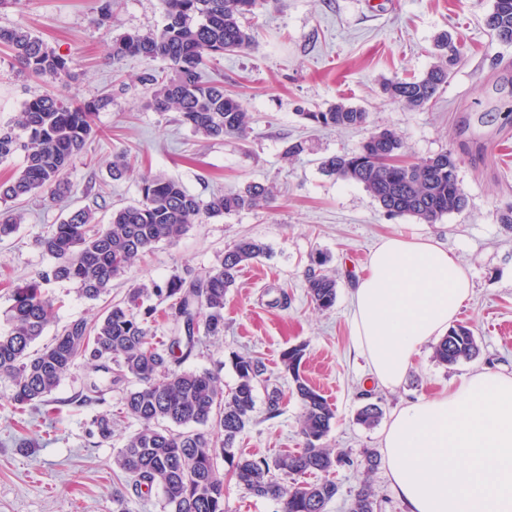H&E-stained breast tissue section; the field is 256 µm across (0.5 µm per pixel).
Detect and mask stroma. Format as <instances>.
I'll list each match as a JSON object with an SVG mask.
<instances>
[{
	"instance_id": "35a3bbf8",
	"label": "stroma",
	"mask_w": 512,
	"mask_h": 512,
	"mask_svg": "<svg viewBox=\"0 0 512 512\" xmlns=\"http://www.w3.org/2000/svg\"><path fill=\"white\" fill-rule=\"evenodd\" d=\"M491 7L492 0H280L259 10L244 21L255 48L224 56L203 74L223 82L248 112L247 138L213 141L179 124L176 113L145 108L140 78L149 61L112 57L113 36L161 27L160 0H114L111 18L101 25L98 0H13L0 9V27L30 30L69 60V75L54 91L111 101L96 117L100 137L68 173V201L55 205L39 195L16 201L24 221L14 238L0 242V313L11 304L3 280L32 276L50 263L34 244L37 236L70 210L89 205L100 223H108L113 208L139 200L142 172L176 178L204 200L251 182L272 185V206L211 218L191 225L175 242L157 244L113 281L111 297L186 268L204 272L239 238L267 244V255L245 266L227 294L223 335L205 339L187 368L218 373L229 388L236 382L233 354L262 359L270 381L257 388L253 423L236 451L272 459L304 446L301 406L282 354L305 345L303 372L336 414L326 442L348 458L336 469L339 493L326 512H347L363 480L375 492V512H405L382 456V429L357 424V410L370 401L388 418L403 402L446 390L472 373H512V231L500 222L501 211L512 206V43L484 27ZM443 31L455 37L461 62L436 100L410 110L382 96L384 80L419 76L435 63L433 43ZM45 89L0 48V124L17 119L23 103ZM336 102L367 109L369 126L322 129L301 117ZM384 128L399 134L408 160L446 150L459 156L458 176L468 197L462 212L435 224L390 216L362 185L321 171L322 158L352 151L369 132ZM296 142L303 152L286 157ZM121 150L137 166L115 181L109 166ZM90 184L96 197L86 194ZM398 232L434 237L467 270L473 295L459 321L473 329L479 354L446 366L425 345L402 384L390 390L366 381V361L352 342L350 293L377 240ZM318 251L329 255L328 269L338 282L336 304L328 311L315 309L306 296L305 270ZM45 290L56 300L41 338L45 344L70 321L94 320L106 305L87 300L72 283L52 282ZM270 386L282 392L274 416L266 405ZM11 393L10 380L0 377V512H113L112 493L124 477L113 470L112 456L139 427L121 414L120 391L107 396L115 435L100 446L88 435L99 405L66 402L59 418L33 415L22 431L12 421ZM373 454L377 465L366 469L365 458Z\"/></svg>"
}]
</instances>
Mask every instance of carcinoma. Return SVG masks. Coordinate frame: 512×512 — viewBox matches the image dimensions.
I'll list each match as a JSON object with an SVG mask.
<instances>
[{
  "mask_svg": "<svg viewBox=\"0 0 512 512\" xmlns=\"http://www.w3.org/2000/svg\"><path fill=\"white\" fill-rule=\"evenodd\" d=\"M268 2L161 0L162 27L149 35H120L112 41V59L140 56L162 63L142 78L147 108L178 113L179 123L204 139H244L248 125L243 102L224 85L203 81L202 71L208 61L253 45L242 20ZM484 24L500 41L512 43V0H493ZM0 45L13 52L24 71L46 84L58 82L69 71L68 59L29 30L0 28ZM436 49L438 61L422 76L390 79L382 84L383 94L412 109L433 102L461 61L456 41L446 33L437 38ZM103 106L101 99L75 103L51 93L26 101L16 125L0 126V162L22 155L18 174L0 181V202L39 192L53 203L69 198L68 170L100 133L95 117ZM304 116L325 128H364L369 122L366 109L344 103ZM401 149L396 133L384 129L369 134L351 152L324 158L321 170L362 185L390 216L407 215L435 224L465 208L467 196L454 152L443 151L402 167L387 164ZM134 166L127 152L115 153L112 179L124 178ZM140 192L136 203L112 210L107 224L97 223L89 207L70 211L36 239L51 265L26 281H5L12 304L6 329L0 330V375L12 380L18 424H25V415L40 407L58 413L52 395L81 358L109 374V385L92 382L69 403L103 404L108 391L122 389L125 414L140 427L124 438L113 464L133 490L156 489L164 512H227L224 491L232 480L250 495L276 501L280 512H325L339 492L336 481L329 478L336 456L323 443L336 414L300 373L305 346L282 355L292 393L302 407L305 448L271 461L237 459L233 452L237 438L253 422L255 391L266 373L262 360L249 354L234 356L236 383L228 391L215 374L184 368L202 337L224 335L226 295L243 267L267 254L264 243L244 237L202 275L185 269L141 283L124 298L110 301L94 322L71 321L49 344L36 347L55 310V299L44 291L48 283L72 282L85 298L96 301L110 294L113 280L158 243L179 239L204 218L268 206L275 200L271 187L254 182L204 201L179 180L161 174L142 177ZM21 223V212L1 209L0 241L14 237ZM326 263L320 254L306 272L310 302L322 311L333 308L337 298V280L323 269ZM163 303L176 335L156 342L149 324L157 322ZM433 350L438 362L451 365L475 357L478 345L473 330L458 325ZM381 417L382 409L375 403L356 413L357 423L367 428ZM113 433L112 411L92 418L89 435L98 438V444L112 441ZM221 459L228 462L229 470L220 469ZM275 471L288 477L308 473L322 477L310 484L288 485L274 477ZM349 512H374V492L367 482L354 493Z\"/></svg>",
  "mask_w": 512,
  "mask_h": 512,
  "instance_id": "carcinoma-1",
  "label": "carcinoma"
}]
</instances>
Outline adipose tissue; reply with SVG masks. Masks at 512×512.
Returning a JSON list of instances; mask_svg holds the SVG:
<instances>
[{
	"mask_svg": "<svg viewBox=\"0 0 512 512\" xmlns=\"http://www.w3.org/2000/svg\"><path fill=\"white\" fill-rule=\"evenodd\" d=\"M471 288L433 238L383 236L351 295L354 345L371 380L399 387L420 348L453 326ZM381 445L407 512H512V374L478 372L404 403Z\"/></svg>",
	"mask_w": 512,
	"mask_h": 512,
	"instance_id": "obj_1",
	"label": "adipose tissue"
}]
</instances>
